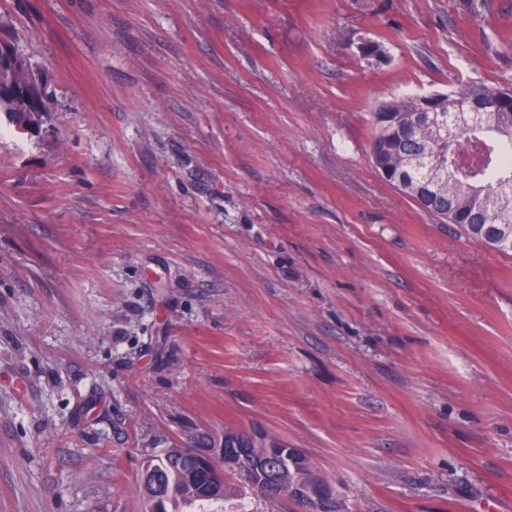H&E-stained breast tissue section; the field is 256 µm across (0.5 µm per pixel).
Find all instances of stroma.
I'll return each mask as SVG.
<instances>
[{"label":"stroma","instance_id":"35a3bbf8","mask_svg":"<svg viewBox=\"0 0 512 512\" xmlns=\"http://www.w3.org/2000/svg\"><path fill=\"white\" fill-rule=\"evenodd\" d=\"M0 15L51 95L0 121V512H143V462L228 427L347 512H512V253L368 150L381 101L512 89V0ZM384 164L389 167L390 171H391V175L389 176L388 179H385L383 178L384 180H386V182L392 184L393 186H395L396 188H398L403 194H405L406 196H408L409 198H411L414 202L417 203L418 206H420L422 209L428 211L429 213L437 216L438 218L440 219H445L448 221V216L445 217V214H444V209L441 208V207H438L437 205H434L433 207L430 205V204H426V203H423V202H420L415 196H413L412 194H410L409 192H407L406 190H403L402 188H400L398 185H396L394 182H391L390 179L391 177L398 171H401L403 169L406 168L405 164H403V161L399 159V157L395 154H389L386 156L385 160H384Z\"/></svg>","mask_w":512,"mask_h":512}]
</instances>
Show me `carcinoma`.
Wrapping results in <instances>:
<instances>
[{
  "label": "carcinoma",
  "mask_w": 512,
  "mask_h": 512,
  "mask_svg": "<svg viewBox=\"0 0 512 512\" xmlns=\"http://www.w3.org/2000/svg\"><path fill=\"white\" fill-rule=\"evenodd\" d=\"M40 74L32 70L0 69V115L14 125L27 120L26 112L39 105L48 112ZM461 150L460 163L479 165L476 174L462 170L447 175L427 167L407 171L412 183L436 185L435 196L462 213L481 209L479 198L466 189L476 180L495 193L505 183L512 184V142L508 144L473 143L466 133L456 134ZM469 237L486 243L498 241L494 249L512 251V223L461 224ZM143 498L147 512H180L182 506H205L218 502H237L234 512H256L248 498L254 496L270 502L266 488L309 492V512H346V503L339 491L321 476L304 452L290 451L284 441L268 432L250 433L224 429L222 457L204 458L198 448H166L147 459L141 470Z\"/></svg>",
  "instance_id": "cac0c4a2"
}]
</instances>
